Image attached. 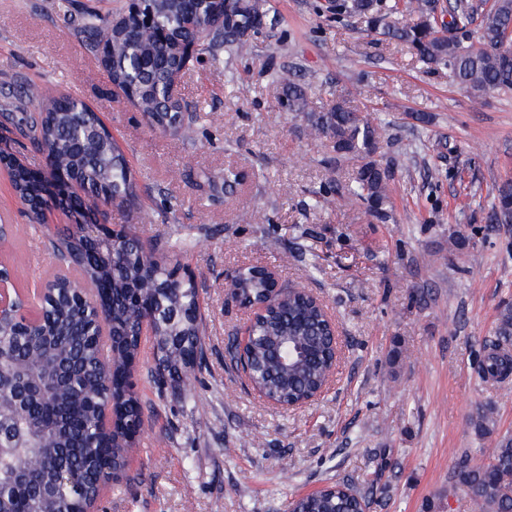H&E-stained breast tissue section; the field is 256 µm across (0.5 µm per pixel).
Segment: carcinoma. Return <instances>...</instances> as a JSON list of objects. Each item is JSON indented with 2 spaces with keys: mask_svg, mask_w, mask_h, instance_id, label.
Here are the masks:
<instances>
[{
  "mask_svg": "<svg viewBox=\"0 0 512 512\" xmlns=\"http://www.w3.org/2000/svg\"><path fill=\"white\" fill-rule=\"evenodd\" d=\"M211 6L208 0H198L195 12L187 14L178 0H152L154 25L132 40L121 36L97 11L81 13L87 49L92 51L103 43L112 51L113 84L121 90L128 84L136 86V106L147 115L148 123L156 119L184 137L195 132L198 114L182 115L180 109L167 104L168 67L177 62L173 41L186 36L190 28L202 38L199 56L223 45L242 53L249 49L250 38L266 27L263 0H230L221 31L210 29ZM323 13L338 23L347 17L362 20L368 30L404 44L427 70L447 68L457 84L476 96L512 90V0H492L486 8L470 0H455L448 21L441 23L437 0H327ZM279 82L280 108L307 111L304 90L286 73L279 75ZM25 98L30 111L11 119L16 133L47 150L53 167L72 173L90 206L120 205L128 197L137 198L135 177L121 148L112 134L97 130L85 103L60 96L51 86L35 85L25 92ZM309 130L315 137L330 140L336 163L351 156L363 159L349 182L336 186V196L363 205L373 218H386L394 168L373 158L382 129L338 95L325 111L310 115ZM13 184L16 194L32 202L46 192L45 185L23 165L13 168ZM510 218L512 184L507 182L498 189L488 221L506 223ZM131 236H139L134 224L125 225L104 243L75 237L66 227L47 238V248L58 265L57 287H69V265L78 259L83 282L106 301L103 321L123 346L117 360L103 355L93 312H80L74 299L40 305L36 312L39 324L32 329L12 312L0 318V348L20 358L13 368L39 379L51 394L50 402H36L16 412L11 389L0 387V409L16 413L34 438L31 447L0 460V512H84L94 491L92 477L123 466L124 460V449L104 446L100 404L115 401L127 418L144 414L140 397L127 384L123 359H138L147 351L158 365L185 367L193 363L195 353H204V331L196 318L200 308L196 280L185 279L174 290L162 287L188 243L165 240L160 246L170 256L160 258V246L152 242L130 245ZM235 288L242 296L260 301L266 283L262 272L248 270ZM172 308L182 313L175 324L167 321ZM144 314L154 316L152 335L136 336L135 328ZM324 323L323 309L312 297L294 289L285 292L253 329L250 367L256 389L285 404L322 389L332 360L328 342L318 335ZM172 334L183 340L177 354L165 342ZM495 335L496 341L483 345L476 356V369L484 381H499L512 374V350L508 348L512 306L501 309ZM282 336L295 337L306 356L291 370L271 375L267 372L271 347ZM177 398L184 407H196L193 379L182 381ZM489 413L488 407L476 408L469 420L474 430L489 429ZM21 465L26 472L24 484L17 483ZM454 479L453 488L464 491L476 512H512V438H503L482 465L462 461ZM365 502V495L337 482L315 497L292 501L290 508L296 512H359Z\"/></svg>",
  "mask_w": 512,
  "mask_h": 512,
  "instance_id": "cac0c4a2",
  "label": "carcinoma"
}]
</instances>
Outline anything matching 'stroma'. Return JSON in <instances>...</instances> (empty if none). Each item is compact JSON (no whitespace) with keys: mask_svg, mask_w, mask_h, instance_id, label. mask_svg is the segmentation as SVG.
<instances>
[{"mask_svg":"<svg viewBox=\"0 0 512 512\" xmlns=\"http://www.w3.org/2000/svg\"><path fill=\"white\" fill-rule=\"evenodd\" d=\"M325 2L265 0L274 23L247 54L221 46L192 66L181 88L199 121L185 141L149 128L77 27L82 5L110 18L126 0H0V116L23 112L32 83L99 112L139 186L137 208L108 207V223L137 225L146 241L186 239L181 263L200 289L198 405L157 397L154 361L140 360L146 432L125 477L103 491L104 512H288L339 481L371 491L368 512H474L464 493H448L455 469L512 437V377L490 384L474 365L512 304V223L486 221L512 181V91L474 96L360 21L328 20ZM281 72L304 87L307 112L337 93L383 127L375 157L395 164L386 220L343 200L312 207L360 161L336 162L329 141L310 137L307 112L280 109ZM227 168L241 177L228 195L198 177ZM0 222L14 229L5 253L20 287L55 274L3 171ZM248 263L276 268L335 316L342 359L315 403L271 408L229 361L246 312L224 275ZM484 404L494 424L480 435L468 419Z\"/></svg>","mask_w":512,"mask_h":512,"instance_id":"1","label":"stroma"}]
</instances>
